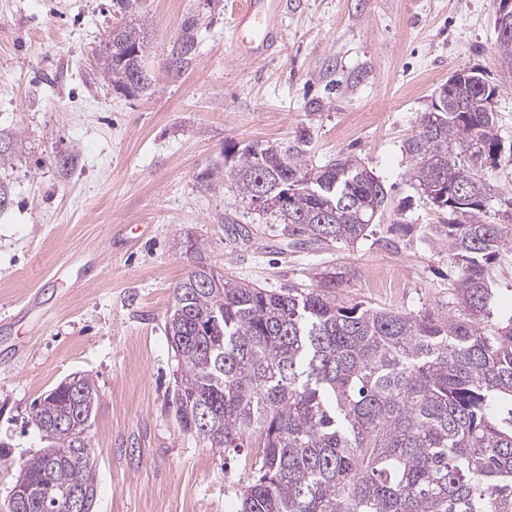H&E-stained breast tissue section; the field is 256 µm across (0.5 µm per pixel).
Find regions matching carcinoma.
<instances>
[{
    "instance_id": "cac0c4a2",
    "label": "carcinoma",
    "mask_w": 512,
    "mask_h": 512,
    "mask_svg": "<svg viewBox=\"0 0 512 512\" xmlns=\"http://www.w3.org/2000/svg\"><path fill=\"white\" fill-rule=\"evenodd\" d=\"M147 45V24L113 28L97 54L99 77L129 93L148 89ZM196 52L197 21L187 17L170 68L187 70ZM497 96L464 69L403 143L415 190L448 213L433 230L457 268L456 309L348 304L339 296L345 267L312 289L256 288L198 260L173 288L164 332L177 359L175 416L226 457L258 444L237 481L239 512H512V316L492 322L488 286L506 239L503 225L485 219L498 189L484 170L512 162ZM16 143L0 133V167L12 164ZM230 177L247 209L281 225L294 250L368 239L388 201L357 159L317 166L302 138L288 148L246 145ZM198 180L213 191L224 174ZM305 181L281 203L282 184ZM207 275L223 287L195 284ZM99 400L86 376L76 400L60 384L43 394L31 419L44 447L19 472L28 503L7 500L0 512H45L75 485L94 512L93 468L71 448L91 447L83 422Z\"/></svg>"
}]
</instances>
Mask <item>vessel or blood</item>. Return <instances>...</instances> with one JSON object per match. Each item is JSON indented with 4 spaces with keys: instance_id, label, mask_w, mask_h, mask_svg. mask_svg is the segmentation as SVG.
<instances>
[{
    "instance_id": "vessel-or-blood-1",
    "label": "vessel or blood",
    "mask_w": 512,
    "mask_h": 512,
    "mask_svg": "<svg viewBox=\"0 0 512 512\" xmlns=\"http://www.w3.org/2000/svg\"><path fill=\"white\" fill-rule=\"evenodd\" d=\"M284 0H242L234 14V27L241 32L237 52L247 59L269 56L278 40Z\"/></svg>"
}]
</instances>
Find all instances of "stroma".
Segmentation results:
<instances>
[{
	"label": "stroma",
	"mask_w": 512,
	"mask_h": 512,
	"mask_svg": "<svg viewBox=\"0 0 512 512\" xmlns=\"http://www.w3.org/2000/svg\"><path fill=\"white\" fill-rule=\"evenodd\" d=\"M233 0H0V130L23 148L0 168L12 202L0 209V503L42 443L34 401L69 375L101 399L88 435L95 512H238L244 458L225 467L169 406L176 363L164 333L170 294L205 261L261 288L316 287L355 275L341 293L368 308L419 311L453 300L456 271L429 227L439 213L412 188L402 153L455 70L500 89L499 133L512 141V70L496 48L495 0H288L274 53L235 52ZM199 23L191 68L169 70L184 17ZM146 21L147 91L98 83L105 35ZM324 165L354 156L389 196L372 235L353 246L283 249L251 219L232 184L198 175L252 142L292 145ZM75 157L71 172L54 164ZM249 230L235 238L231 220ZM66 266V277L54 271ZM495 318L512 316V231L490 265Z\"/></svg>",
	"instance_id": "1"
}]
</instances>
